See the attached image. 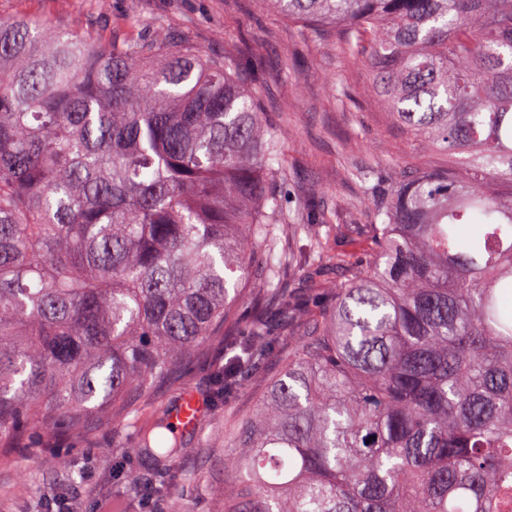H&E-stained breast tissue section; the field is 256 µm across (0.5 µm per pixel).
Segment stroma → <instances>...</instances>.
Segmentation results:
<instances>
[{"instance_id": "stroma-1", "label": "stroma", "mask_w": 512, "mask_h": 512, "mask_svg": "<svg viewBox=\"0 0 512 512\" xmlns=\"http://www.w3.org/2000/svg\"><path fill=\"white\" fill-rule=\"evenodd\" d=\"M0 17L47 19L96 44L124 38L133 25L140 35L165 36L206 57L236 60L243 85L281 135L285 178L276 192L284 206L312 216L334 212L343 223L330 230V250L322 260L332 282L344 276L334 255L350 247L347 225L372 221L362 204L363 189L350 176L354 168L377 167L390 189L413 164H455L393 123L368 91L367 68L345 54L333 30L313 32L258 0H0ZM291 285L298 310L290 334L249 371L231 398L213 396L215 374L225 363L219 336L171 380L160 382L150 398L131 397L142 415L167 419L173 418L181 391L209 404L200 425L181 433V451L165 470L121 460V448L131 438L126 425H90L52 437L37 432L15 447H0V512H40L49 494L86 507L110 503L116 512H224V488L236 474L224 459L238 454L225 448V428L258 413L306 320L331 302L324 289L312 286L307 270H299ZM136 476L155 479L159 493L145 499L133 487Z\"/></svg>"}]
</instances>
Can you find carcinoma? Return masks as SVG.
Returning a JSON list of instances; mask_svg holds the SVG:
<instances>
[{
	"label": "carcinoma",
	"mask_w": 512,
	"mask_h": 512,
	"mask_svg": "<svg viewBox=\"0 0 512 512\" xmlns=\"http://www.w3.org/2000/svg\"><path fill=\"white\" fill-rule=\"evenodd\" d=\"M338 27L391 118L458 169L416 165L381 192L350 279L309 323L261 403L228 430L239 476L224 512H512V0H262ZM281 141L232 62L180 42L104 47L0 18V444L129 418L126 457L165 463L171 422L133 414L224 327L232 396L276 336L308 251L268 185Z\"/></svg>",
	"instance_id": "cac0c4a2"
}]
</instances>
